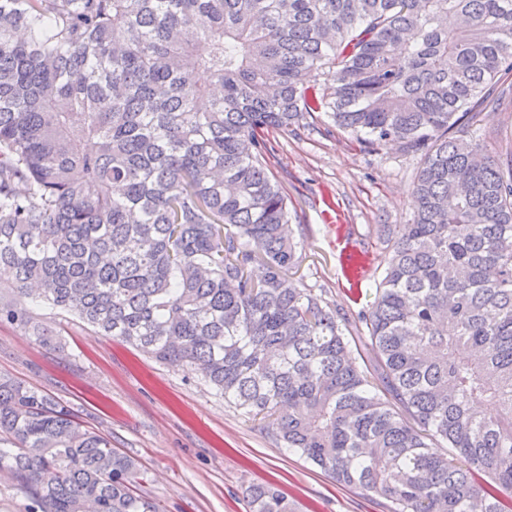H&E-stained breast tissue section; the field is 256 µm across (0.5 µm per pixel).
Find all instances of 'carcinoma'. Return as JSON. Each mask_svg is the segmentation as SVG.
I'll return each instance as SVG.
<instances>
[{
    "label": "carcinoma",
    "mask_w": 512,
    "mask_h": 512,
    "mask_svg": "<svg viewBox=\"0 0 512 512\" xmlns=\"http://www.w3.org/2000/svg\"><path fill=\"white\" fill-rule=\"evenodd\" d=\"M506 91L512 0H0V270L33 300L0 322L47 343L34 309L66 311L189 367L390 512H512V150L477 134ZM314 112L423 156L359 336L292 279L267 167ZM2 470L27 512H159L135 458L7 377ZM247 507L297 512L271 483Z\"/></svg>",
    "instance_id": "1"
}]
</instances>
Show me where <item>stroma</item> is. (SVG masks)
Instances as JSON below:
<instances>
[{
  "mask_svg": "<svg viewBox=\"0 0 512 512\" xmlns=\"http://www.w3.org/2000/svg\"><path fill=\"white\" fill-rule=\"evenodd\" d=\"M275 140L271 170L301 231L296 278L357 319L385 268L376 227L412 219L420 158L361 146L321 112ZM41 319L58 333L59 347L0 325V376L60 399L87 426L108 432L113 448L144 472L137 492L162 512H246V489L262 482L276 484L298 512H389L386 499L340 486L282 448L195 371L93 335L73 314L45 310Z\"/></svg>",
  "mask_w": 512,
  "mask_h": 512,
  "instance_id": "35a3bbf8",
  "label": "stroma"
}]
</instances>
